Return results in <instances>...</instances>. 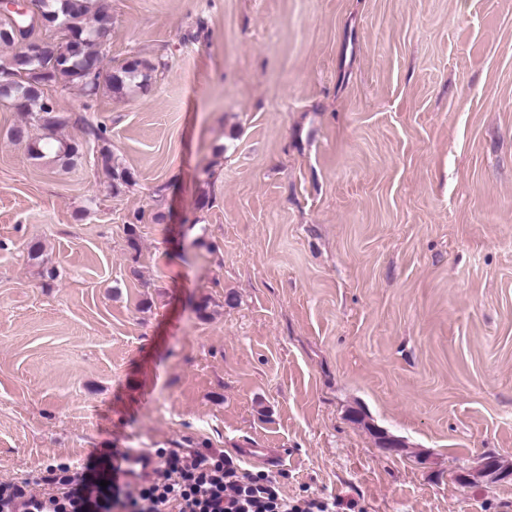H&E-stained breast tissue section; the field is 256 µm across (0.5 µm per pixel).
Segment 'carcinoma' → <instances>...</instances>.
<instances>
[{"mask_svg":"<svg viewBox=\"0 0 512 512\" xmlns=\"http://www.w3.org/2000/svg\"><path fill=\"white\" fill-rule=\"evenodd\" d=\"M34 6L29 11L0 7L1 45L10 47L24 41L45 45V52L36 59L24 58L18 51L0 59V76H9L7 84H0V105L22 113L23 119L8 130L7 136L16 144L26 145L31 160L46 159L70 169L84 162L83 151L80 144L57 136L56 105L48 89L73 86L88 97L97 95L103 86L115 94L146 91L161 64L136 57L105 67L112 33V0H35ZM41 29L51 35L40 36ZM58 40L70 46L69 55L53 54ZM95 165L104 171L113 194L134 182L133 174L115 164L107 147L101 149Z\"/></svg>","mask_w":512,"mask_h":512,"instance_id":"carcinoma-1","label":"carcinoma"}]
</instances>
